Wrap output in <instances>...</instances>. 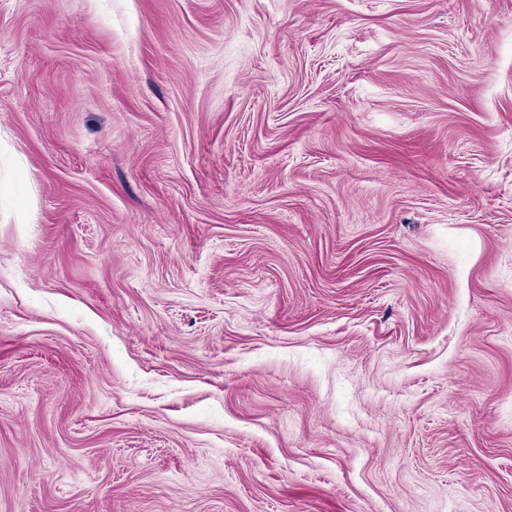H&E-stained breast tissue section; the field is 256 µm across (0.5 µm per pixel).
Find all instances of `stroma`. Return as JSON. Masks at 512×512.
Instances as JSON below:
<instances>
[{
	"label": "stroma",
	"instance_id": "35a3bbf8",
	"mask_svg": "<svg viewBox=\"0 0 512 512\" xmlns=\"http://www.w3.org/2000/svg\"><path fill=\"white\" fill-rule=\"evenodd\" d=\"M0 512H512V0H0Z\"/></svg>",
	"mask_w": 512,
	"mask_h": 512
}]
</instances>
